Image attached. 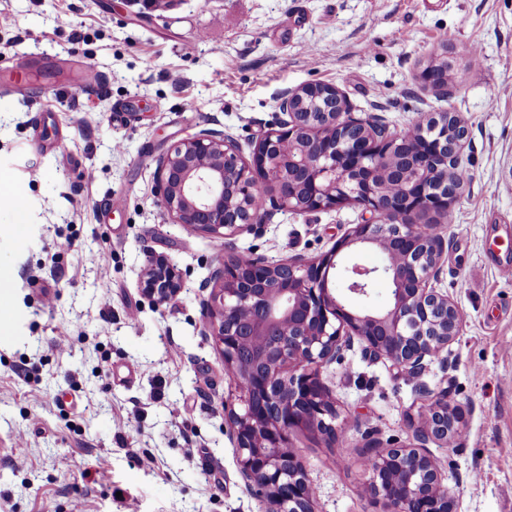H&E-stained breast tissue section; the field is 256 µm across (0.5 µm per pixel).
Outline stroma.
Returning a JSON list of instances; mask_svg holds the SVG:
<instances>
[{
    "label": "stroma",
    "mask_w": 512,
    "mask_h": 512,
    "mask_svg": "<svg viewBox=\"0 0 512 512\" xmlns=\"http://www.w3.org/2000/svg\"><path fill=\"white\" fill-rule=\"evenodd\" d=\"M1 13L16 25L0 56L32 92L0 78V512H266L239 474L204 283L233 249L318 257L367 213L278 211L227 244L161 214L155 161L203 129L250 156L282 93L310 83L398 133L454 113L471 172L448 218H424L450 240L437 286L464 315L448 362L413 378L357 342L323 368L336 439L294 438L316 512H382L362 492L365 444L412 443L410 416L443 390L463 422L429 452L458 512H512V278L496 268L512 262V0H0ZM442 55L446 97L419 79ZM88 68L100 84L72 94ZM150 256L186 285L158 307L142 292Z\"/></svg>",
    "instance_id": "stroma-1"
}]
</instances>
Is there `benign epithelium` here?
<instances>
[{
    "mask_svg": "<svg viewBox=\"0 0 512 512\" xmlns=\"http://www.w3.org/2000/svg\"><path fill=\"white\" fill-rule=\"evenodd\" d=\"M315 91L323 111H298L299 102ZM279 109L277 127L256 142L249 159L233 137L207 129L172 144L156 159V202L171 223L226 240L255 233L270 218V211L253 202L260 183L271 188L272 204L280 210L311 213L355 202L370 212L314 259L235 252L213 270L210 283L218 292L202 314L201 333L222 347L224 368L236 380L224 414L242 480L274 505L270 512H316L291 437L304 431L336 439L339 412L322 367L357 340L371 357L418 377L431 359L448 353L462 328L458 306L434 286L447 239L421 233L420 219L448 216L461 196L465 183L451 173L462 164L467 129L454 113H438L418 125L426 148L416 150L404 134L351 117L347 98L331 84L290 90ZM396 154L413 174L394 199L379 175L382 163ZM435 156L441 159L439 179L430 173ZM363 244L393 259L382 266L353 264L344 291H338L342 259ZM380 277L391 285L387 310L363 312L345 304L347 294L369 298ZM141 279L144 296L156 306L183 288L177 270L164 260L149 261ZM461 423L448 392L431 395L413 420L415 443L367 444L374 452L364 491L383 504V512H457L448 478L426 448L448 446Z\"/></svg>",
    "mask_w": 512,
    "mask_h": 512,
    "instance_id": "1",
    "label": "benign epithelium"
}]
</instances>
